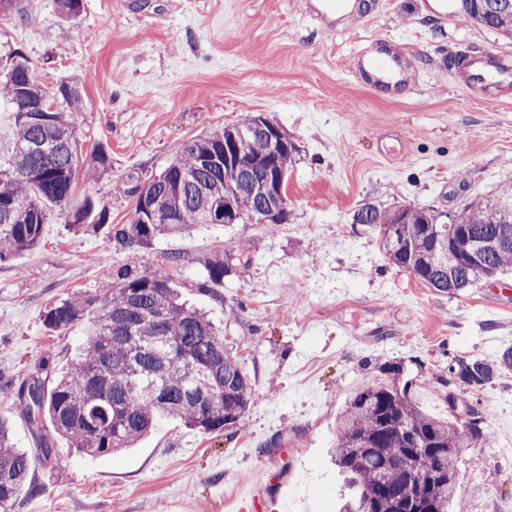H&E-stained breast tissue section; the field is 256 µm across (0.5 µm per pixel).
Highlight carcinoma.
Masks as SVG:
<instances>
[{
    "label": "carcinoma",
    "instance_id": "obj_1",
    "mask_svg": "<svg viewBox=\"0 0 512 512\" xmlns=\"http://www.w3.org/2000/svg\"><path fill=\"white\" fill-rule=\"evenodd\" d=\"M476 25L512 39V0H461ZM0 99L12 112L14 134L8 156H0V261L33 250L53 210L68 213L78 227L89 219L108 221L88 196L76 201L77 178L92 181L111 169L102 146L80 153V134L67 118L82 107V89L64 81L50 91L33 78L27 56H14ZM263 115H248L222 129L183 141L172 159L144 182L154 223L131 217L112 226V239L130 252L147 248L161 235L188 234L211 223L215 196H229L242 218L259 209L276 211L272 225L288 220L286 186L297 147L276 149L274 166L283 178L282 196L261 192L245 170L213 172L203 159L224 144L247 161L270 152L259 130ZM445 215L426 208L381 210L364 205L354 223L378 232L387 260L422 284L455 295L512 269V181L491 195L476 196ZM480 253L467 262L464 249ZM224 255L206 263L203 287L224 283ZM87 322L79 359L64 371L25 382L18 396L29 420L48 418L53 430L78 453L105 457L134 447L164 417L205 433L239 421L254 400L249 377L240 369L224 338L206 313L179 301L169 278L148 274L136 264L112 272V292L104 297L74 294L53 302L45 326L63 331ZM383 381H371L355 393L336 431V464L349 475L355 496L344 512H403L414 501L418 512H450L456 496V460L460 449L486 439L485 412L467 404L448 406V415L426 412L415 396V382L400 381L404 367L387 362ZM451 375L475 391L497 376V366L481 358H459ZM32 461L14 446L0 420V512H11L28 482Z\"/></svg>",
    "mask_w": 512,
    "mask_h": 512
}]
</instances>
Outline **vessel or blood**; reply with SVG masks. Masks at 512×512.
Listing matches in <instances>:
<instances>
[{
    "mask_svg": "<svg viewBox=\"0 0 512 512\" xmlns=\"http://www.w3.org/2000/svg\"><path fill=\"white\" fill-rule=\"evenodd\" d=\"M351 0H310L309 11L324 29H335L337 21L353 16ZM352 71L362 85L387 97L410 89L412 68L402 44L390 39L368 40L365 48L351 62ZM453 74L459 83L481 91L486 100L495 102L512 92V60L486 58L459 53L453 61Z\"/></svg>",
    "mask_w": 512,
    "mask_h": 512,
    "instance_id": "vessel-or-blood-1",
    "label": "vessel or blood"
}]
</instances>
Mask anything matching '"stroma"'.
<instances>
[{"label": "stroma", "mask_w": 512, "mask_h": 512, "mask_svg": "<svg viewBox=\"0 0 512 512\" xmlns=\"http://www.w3.org/2000/svg\"><path fill=\"white\" fill-rule=\"evenodd\" d=\"M374 2L332 32L305 0H83L73 20L55 0H13L0 12V78L19 51L44 87L78 81L82 148L112 158L109 173L75 189L108 211L107 224L75 231L53 214L36 249L0 262V419L38 488L11 512H339L336 424L387 361L416 379L426 410L446 414L450 391L485 412V443L456 461L451 512H512V366L479 392L448 374L452 359L500 364L512 352V275L438 292L389 264L376 233L353 221L367 204L449 214L512 179V96L482 101L439 63L458 49L512 58V41L475 25L460 0L444 20L435 0ZM374 36L406 44L412 92L379 97L351 75ZM249 112L299 150L287 223L208 224L135 256L115 244L112 225L129 222L138 186L177 143ZM225 249L223 284L201 290L206 261ZM133 260L209 313L255 399L224 431L165 419L135 448L90 457L31 424L16 393L44 361L64 368L78 356L84 325L49 330L50 303L108 293L113 269Z\"/></svg>", "instance_id": "stroma-1"}]
</instances>
